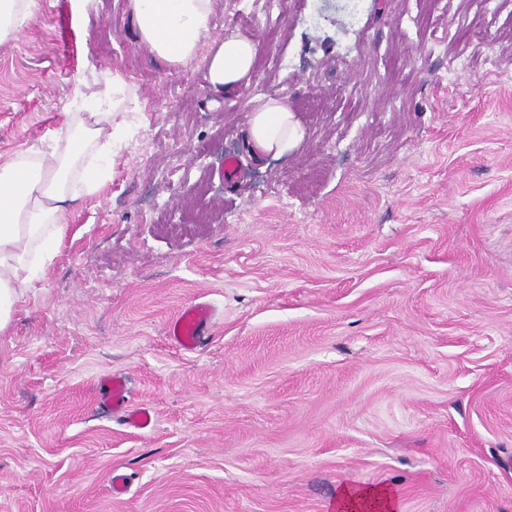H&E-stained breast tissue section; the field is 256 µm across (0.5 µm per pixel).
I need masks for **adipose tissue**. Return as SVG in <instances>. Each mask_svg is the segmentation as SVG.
Segmentation results:
<instances>
[{"label": "adipose tissue", "mask_w": 512, "mask_h": 512, "mask_svg": "<svg viewBox=\"0 0 512 512\" xmlns=\"http://www.w3.org/2000/svg\"><path fill=\"white\" fill-rule=\"evenodd\" d=\"M140 40L172 65L192 59L209 29L215 0H129ZM259 41L239 32L213 42L208 82L214 100L238 94L252 83ZM131 90L102 77L82 93L85 112L67 115L58 147L51 153L27 152L0 164V330L16 303L52 256L75 203L94 193L111 176L112 146L123 132L115 113L128 111ZM287 102L268 99L253 110L243 145L256 160L281 157L300 141ZM337 512H394L387 490H342Z\"/></svg>", "instance_id": "ef3b65f1"}]
</instances>
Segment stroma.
I'll use <instances>...</instances> for the list:
<instances>
[{
  "label": "stroma",
  "mask_w": 512,
  "mask_h": 512,
  "mask_svg": "<svg viewBox=\"0 0 512 512\" xmlns=\"http://www.w3.org/2000/svg\"><path fill=\"white\" fill-rule=\"evenodd\" d=\"M39 2L0 43V163L50 151L91 73L138 99L0 331V512H334L346 485L512 512V0H216L210 38L261 43L216 105L207 46L169 68L129 0ZM268 97L304 138L258 165ZM115 375L152 428L105 407ZM213 321V310L206 302H192L169 321L166 334L185 351L199 348Z\"/></svg>",
  "instance_id": "35a3bbf8"
}]
</instances>
